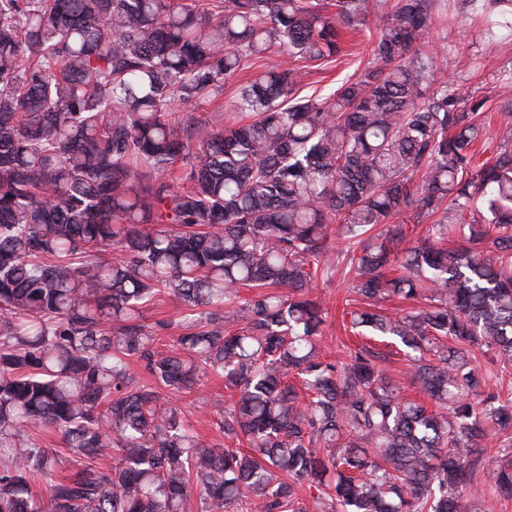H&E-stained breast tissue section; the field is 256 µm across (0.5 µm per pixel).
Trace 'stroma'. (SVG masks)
Listing matches in <instances>:
<instances>
[{"mask_svg": "<svg viewBox=\"0 0 512 512\" xmlns=\"http://www.w3.org/2000/svg\"><path fill=\"white\" fill-rule=\"evenodd\" d=\"M376 35L375 28H363L359 32H346L341 51L335 62L305 68L303 94L327 93L349 76L360 74L369 64V51ZM424 42L437 51L438 75L449 86L484 100L485 118L489 137H496L512 117L500 111L503 97V80L512 72V19L486 17L470 0H448L438 5L432 14V25ZM253 71H245L224 85L222 100L224 110L203 103L197 106L177 105L172 109V119L182 125L200 124L202 132L219 129L234 120L230 105L241 86L253 78ZM312 292L328 310L320 343L333 358L346 359L355 347L367 345L381 353L382 369L405 395L418 396V387L406 378L407 363L398 348L369 336H355L349 327L348 312L363 308L361 296L353 288L345 265H337L324 277L318 278ZM224 384L216 376H207L194 393L177 398L184 424L208 444L223 443L224 437L216 427L211 403L222 396ZM484 452L477 470L475 486L464 501L468 512H512V498L494 493L486 479V473L504 456L512 455V433L489 432L484 442Z\"/></svg>", "mask_w": 512, "mask_h": 512, "instance_id": "35a3bbf8", "label": "stroma"}]
</instances>
